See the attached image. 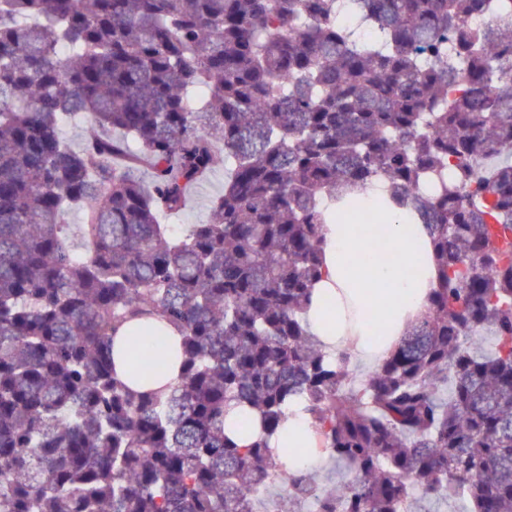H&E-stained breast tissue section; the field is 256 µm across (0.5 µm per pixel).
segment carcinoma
Listing matches in <instances>:
<instances>
[{"label": "carcinoma", "mask_w": 512, "mask_h": 512, "mask_svg": "<svg viewBox=\"0 0 512 512\" xmlns=\"http://www.w3.org/2000/svg\"><path fill=\"white\" fill-rule=\"evenodd\" d=\"M505 13L0 0V512H257L275 484L280 512H512V21L471 25ZM220 167L208 219L165 223ZM370 186L438 281L357 378L306 311L326 203ZM294 408L344 484L280 463Z\"/></svg>", "instance_id": "obj_1"}]
</instances>
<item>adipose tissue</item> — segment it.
I'll use <instances>...</instances> for the list:
<instances>
[{"label": "adipose tissue", "instance_id": "1", "mask_svg": "<svg viewBox=\"0 0 512 512\" xmlns=\"http://www.w3.org/2000/svg\"><path fill=\"white\" fill-rule=\"evenodd\" d=\"M351 208L329 206L322 228V276L307 312L311 333L328 352L347 351L377 366L408 326L427 308L437 281L431 237L410 212H393L389 223L358 225ZM292 469L314 468L326 458L307 415L283 424Z\"/></svg>", "mask_w": 512, "mask_h": 512}]
</instances>
